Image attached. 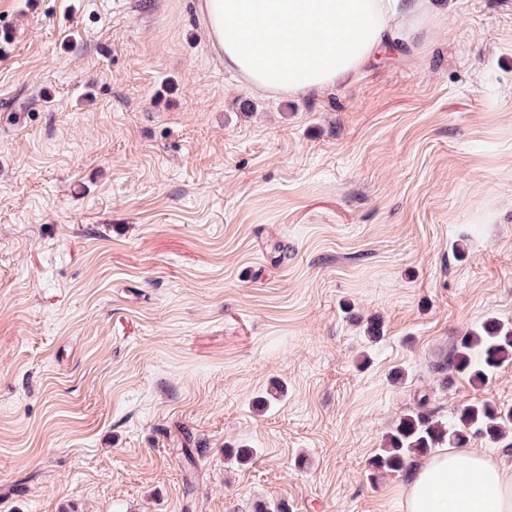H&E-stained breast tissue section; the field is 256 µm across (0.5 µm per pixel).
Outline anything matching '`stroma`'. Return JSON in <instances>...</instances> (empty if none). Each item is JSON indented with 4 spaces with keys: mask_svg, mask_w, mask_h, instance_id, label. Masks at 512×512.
<instances>
[{
    "mask_svg": "<svg viewBox=\"0 0 512 512\" xmlns=\"http://www.w3.org/2000/svg\"><path fill=\"white\" fill-rule=\"evenodd\" d=\"M200 3L0 0V512H400L404 413L512 407L440 371L512 323V0L298 95Z\"/></svg>",
    "mask_w": 512,
    "mask_h": 512,
    "instance_id": "obj_1",
    "label": "stroma"
}]
</instances>
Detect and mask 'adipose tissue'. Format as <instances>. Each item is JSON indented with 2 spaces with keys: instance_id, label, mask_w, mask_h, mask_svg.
I'll use <instances>...</instances> for the list:
<instances>
[{
  "instance_id": "obj_1",
  "label": "adipose tissue",
  "mask_w": 512,
  "mask_h": 512,
  "mask_svg": "<svg viewBox=\"0 0 512 512\" xmlns=\"http://www.w3.org/2000/svg\"><path fill=\"white\" fill-rule=\"evenodd\" d=\"M427 0H203L209 36L250 88L297 95L361 76L386 44L409 42ZM401 512H512V469L442 448L413 466Z\"/></svg>"
}]
</instances>
